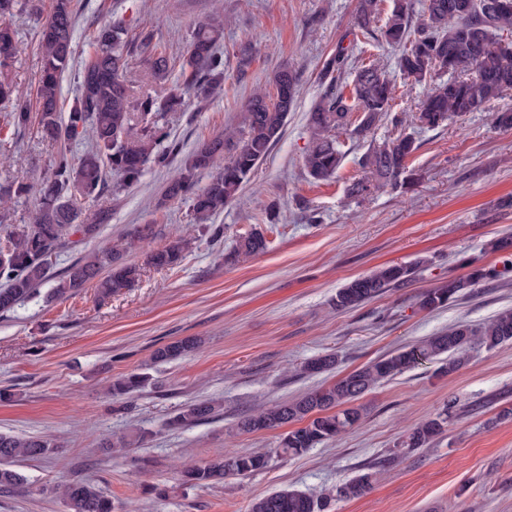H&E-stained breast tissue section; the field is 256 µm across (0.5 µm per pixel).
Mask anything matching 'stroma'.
Instances as JSON below:
<instances>
[{
  "instance_id": "stroma-1",
  "label": "stroma",
  "mask_w": 512,
  "mask_h": 512,
  "mask_svg": "<svg viewBox=\"0 0 512 512\" xmlns=\"http://www.w3.org/2000/svg\"><path fill=\"white\" fill-rule=\"evenodd\" d=\"M74 4V55L62 81L63 106L73 100L96 32L112 22L131 38L151 34L174 68L198 25L220 22L224 91L206 102L188 99L182 111L168 114L178 146L173 163L148 166L138 184L101 196L97 205L110 212L108 224L93 238L66 235L47 281L13 311L0 312V392L11 395L0 399V432L54 443L44 457L16 462L26 488L0 490V512H67L54 488L73 479L95 483L114 512H249L256 498L287 487L319 499L395 452L411 427L445 409L450 415L440 436L381 469L364 496L333 499L330 512H512V342L492 350L474 346L467 363L449 375L434 360L382 382L361 398L358 426L300 456L277 452L278 431L236 428L242 416L296 399L456 323L480 325L512 308V273L446 306L418 305L422 291L464 275V261L500 267L512 259L487 248L491 240L512 237V130L493 121L494 112L512 108V92L483 111L416 131L419 149L409 166L419 179L411 189L351 201L345 189L361 174L358 158L395 129L385 120L364 139L340 132L346 157L336 177L312 182L302 157L310 141L307 114L325 89V62L343 47L353 65H386L398 112L414 110L428 91L398 70L399 49L354 38L357 0ZM51 5L23 0L13 18L18 44L10 76L26 99L40 68L39 24ZM283 68L299 77L298 102L267 158L215 216L224 236L212 240L188 223L187 202H163L165 188L203 142L240 130L246 99ZM4 113L0 105V136L7 141L0 185L17 178L33 187L0 204V225L17 226L29 223L57 147L35 127L6 125ZM312 213L317 222H309ZM147 223L153 237L125 253L126 262L143 267L134 287L107 298L91 284L52 296L71 264ZM255 230L268 239L267 251L225 265V253ZM178 235L194 240L181 263L164 270L144 266L145 249ZM412 263L418 269L406 288L351 310L331 308L348 281L382 265ZM182 336L201 337L200 350L153 364L158 346ZM330 353L339 359L335 370L303 372L305 362ZM130 372L148 374L150 383L123 402L109 387L113 377ZM200 400L219 401V415L188 429L166 428L177 409ZM132 430L144 434L141 447H111L112 438ZM249 452L268 454L267 467L217 484L179 481L184 466Z\"/></svg>"
}]
</instances>
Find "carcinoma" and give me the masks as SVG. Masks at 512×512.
I'll return each mask as SVG.
<instances>
[{
	"mask_svg": "<svg viewBox=\"0 0 512 512\" xmlns=\"http://www.w3.org/2000/svg\"><path fill=\"white\" fill-rule=\"evenodd\" d=\"M381 0H358L352 26L364 38L382 39L402 48L398 66L416 83L431 82L433 88L417 104L411 115L393 111L394 88L384 68L375 63L361 65L343 77L345 58L330 59L323 69L326 88L308 113L310 144L302 164L309 178L327 181L342 166L345 153L337 133L351 129L364 138L387 119L399 129L396 136L374 144L359 158L362 177L346 187L352 199H364L387 187L407 185L408 162L419 149L406 123L420 128H437L454 117L476 112L487 103L512 90V0H425L423 18L412 20V0H392L393 7L380 19ZM18 0H0V101L14 103L9 123L16 127L35 124L46 140L60 145L88 137L90 143L79 160L67 149L60 150L51 165L49 183L40 194L31 223L18 226L0 237V311H8L31 296L47 277L53 251L74 229L93 236L107 223V210H92L87 203L106 191L135 185L149 164L165 167L173 150L167 146L170 131L164 118L182 106L185 98L209 99L223 90L224 52L219 48L223 28L219 24L201 25L189 41L174 88L164 97H136L126 78L131 44L120 24H107L97 31L94 52L83 64L77 92L69 111L60 108L61 81L73 55L75 15L73 0H54L52 12L39 27L42 67L34 89L36 108L30 109L19 96L10 78L15 62L18 32L11 18L18 11ZM145 55L155 78L169 72V57L157 49L152 37L137 45ZM274 93L255 90L247 99L240 136L218 135L203 143L185 162L165 189L159 205L173 199L188 202L187 220L203 226L212 238L224 235V227L212 219L233 200L251 172L270 153L280 138L288 112L297 103L300 84L288 69L275 72L270 80ZM357 118H352V113ZM357 124H352V121ZM229 154L224 168L213 174L202 187L196 186L197 173L214 167L218 158ZM190 242L178 238L162 248L152 249L147 264L170 269L179 264ZM268 240L261 231L240 238L224 263L235 264L243 257L263 253ZM110 274L102 279L103 269ZM416 268L384 265L359 276L336 291L332 305L337 310L356 308L391 289L407 287ZM141 267L123 260L118 245L101 248L67 268L55 288L59 297L76 291L94 280L101 297L132 287ZM501 272L491 266L474 267L459 278H452L425 290L419 307L435 309L466 289L497 278ZM512 341V309L499 313L481 326L459 323L448 331L399 349L338 378L331 384L303 396L239 419L237 427L248 434L275 430L289 425L280 434L278 450L288 456L299 455L316 445L332 440L361 421V396L377 384L414 365L438 359L447 362L442 370L451 374L467 360L474 345L493 350ZM201 344L198 337H185L156 348L152 358L167 362L194 353ZM338 358L329 354L314 358L303 366L310 374L332 370ZM148 377L130 373L112 381L114 396L130 395L142 388ZM218 406L199 401L181 407L170 419L174 428H185L214 416ZM448 424V414L427 418L411 428L400 447L410 450L427 446ZM55 444L30 436L19 438L0 432V490L24 487L23 475L13 468L18 460H37ZM268 457L252 452L235 456L218 455L201 465L181 472L185 484L218 483L226 474L247 475L264 469ZM374 472H364L336 488L339 498H356L370 489ZM69 512H112V502L89 481H70L57 488ZM331 496L316 500L296 489H281L252 502L250 512H327Z\"/></svg>",
	"mask_w": 512,
	"mask_h": 512,
	"instance_id": "carcinoma-1",
	"label": "carcinoma"
}]
</instances>
